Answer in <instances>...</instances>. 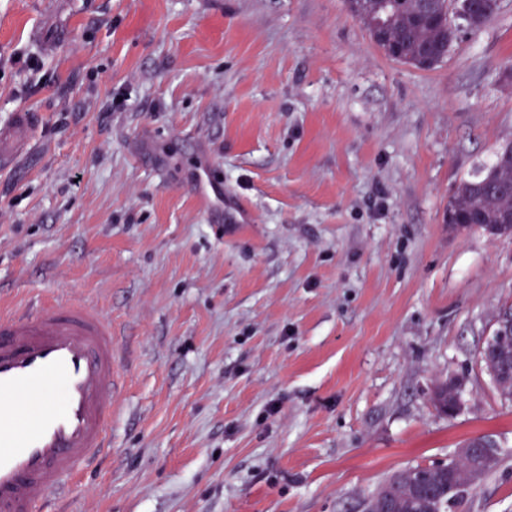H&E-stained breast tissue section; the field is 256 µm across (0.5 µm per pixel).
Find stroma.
Returning <instances> with one entry per match:
<instances>
[{
	"label": "stroma",
	"mask_w": 512,
	"mask_h": 512,
	"mask_svg": "<svg viewBox=\"0 0 512 512\" xmlns=\"http://www.w3.org/2000/svg\"><path fill=\"white\" fill-rule=\"evenodd\" d=\"M510 68L512 0L431 70L344 0H0V126L33 121L0 166V311L88 302L124 367L111 452L47 500L362 512L489 435L457 512H512V400L478 362L512 237L445 221L512 141ZM460 398L459 386L453 380H448L437 386L433 402L437 409L444 406H447L449 409L456 407Z\"/></svg>",
	"instance_id": "obj_1"
}]
</instances>
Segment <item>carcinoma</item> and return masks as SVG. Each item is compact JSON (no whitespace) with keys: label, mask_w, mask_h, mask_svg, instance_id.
I'll return each instance as SVG.
<instances>
[{"label":"carcinoma","mask_w":512,"mask_h":512,"mask_svg":"<svg viewBox=\"0 0 512 512\" xmlns=\"http://www.w3.org/2000/svg\"><path fill=\"white\" fill-rule=\"evenodd\" d=\"M349 14L358 20L375 46L387 57L418 69H431L448 57L457 38L458 25L478 32L498 10L496 0H345ZM468 218L471 225L479 226L496 236H512V142L501 145L493 161L474 175L461 179L448 200L446 223L463 227L459 219ZM512 323V306L498 312L494 330L504 333L496 350L512 351L507 329ZM461 398L459 386L452 380L437 386L433 402L435 407L454 408ZM490 436L468 439L464 447L470 449L465 458L448 459L444 466L428 465L430 489L419 490L413 479L417 467L391 475L363 500V512H376L377 502L390 500L397 512H452L473 494L479 480L493 471L485 463L483 448Z\"/></svg>","instance_id":"carcinoma-1"}]
</instances>
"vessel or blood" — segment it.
<instances>
[{
	"label": "vessel or blood",
	"mask_w": 512,
	"mask_h": 512,
	"mask_svg": "<svg viewBox=\"0 0 512 512\" xmlns=\"http://www.w3.org/2000/svg\"><path fill=\"white\" fill-rule=\"evenodd\" d=\"M120 375L112 322L89 304L0 314V512H42L109 448Z\"/></svg>",
	"instance_id": "1"
}]
</instances>
